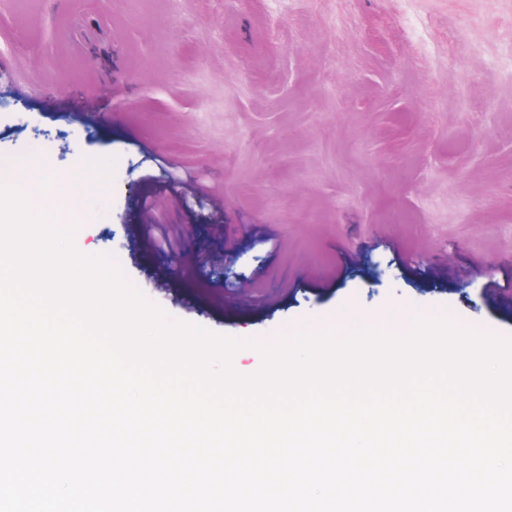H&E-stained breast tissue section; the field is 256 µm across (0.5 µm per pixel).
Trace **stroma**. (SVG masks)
<instances>
[{
	"label": "stroma",
	"mask_w": 512,
	"mask_h": 512,
	"mask_svg": "<svg viewBox=\"0 0 512 512\" xmlns=\"http://www.w3.org/2000/svg\"><path fill=\"white\" fill-rule=\"evenodd\" d=\"M1 71L0 165L65 178L76 249L170 319L512 338V0H0ZM173 169L223 200L162 195L175 260L140 228Z\"/></svg>",
	"instance_id": "35a3bbf8"
}]
</instances>
